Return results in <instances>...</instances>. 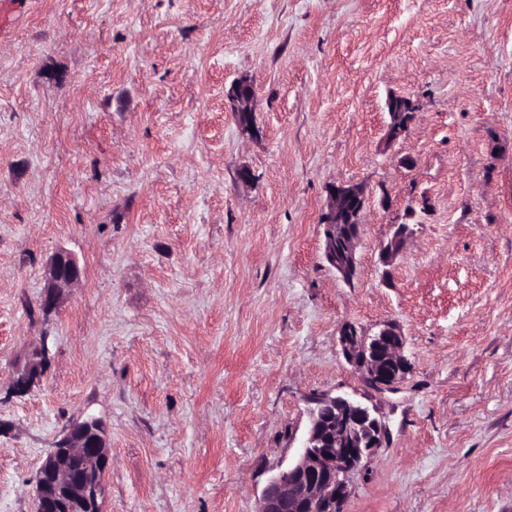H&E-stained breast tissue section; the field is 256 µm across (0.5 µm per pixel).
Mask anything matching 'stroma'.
<instances>
[{"mask_svg":"<svg viewBox=\"0 0 512 512\" xmlns=\"http://www.w3.org/2000/svg\"><path fill=\"white\" fill-rule=\"evenodd\" d=\"M239 78L251 136L224 98ZM393 92L419 108L388 147ZM349 181L368 201L347 284L319 218ZM61 247L82 280L45 310ZM386 321L409 370L379 393L338 336ZM43 340L46 378L14 393ZM322 392L388 423L344 512H512V0H14L0 512H33L43 459L89 416L109 438L104 512H258ZM408 233L409 224L396 225L392 236L386 243L382 244L380 249V258L384 264H390L399 254L404 246Z\"/></svg>","mask_w":512,"mask_h":512,"instance_id":"obj_1","label":"stroma"}]
</instances>
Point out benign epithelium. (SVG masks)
<instances>
[{
  "label": "benign epithelium",
  "mask_w": 512,
  "mask_h": 512,
  "mask_svg": "<svg viewBox=\"0 0 512 512\" xmlns=\"http://www.w3.org/2000/svg\"><path fill=\"white\" fill-rule=\"evenodd\" d=\"M238 128L250 132L247 118L255 112V91L246 78L224 91ZM400 107L388 108L385 143L392 146L408 132L419 104L410 96ZM367 199L363 183L343 182L330 187L322 211L323 256L343 281L357 271V248ZM409 225L398 224L380 249L381 261L390 264L402 250ZM45 307L59 303L65 291L81 280V269L68 251H57L43 271ZM346 361L359 369L366 383L378 392L391 390L408 372L403 355L404 336L387 323L376 333H361L346 326L339 336ZM50 360L46 341L31 352L17 370L21 391L42 381ZM310 403V422L295 459L269 479L262 491L259 512H343L349 474L383 447L388 429L376 411L346 397L319 394ZM110 468L109 442L100 424L91 419L73 423L43 460L36 479L33 512H103L106 475Z\"/></svg>",
  "instance_id": "benign-epithelium-1"
}]
</instances>
